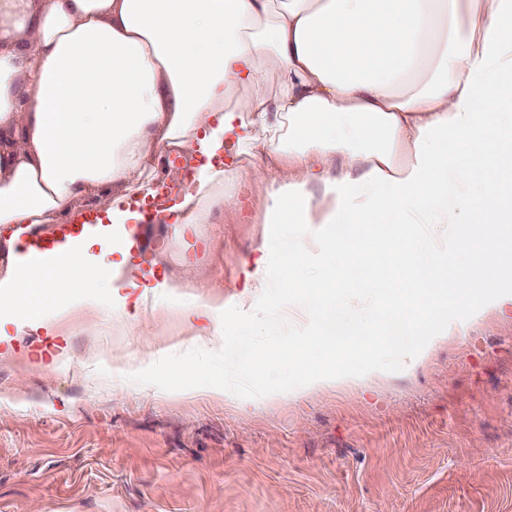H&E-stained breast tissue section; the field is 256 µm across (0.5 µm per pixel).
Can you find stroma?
Masks as SVG:
<instances>
[{
    "label": "stroma",
    "instance_id": "stroma-1",
    "mask_svg": "<svg viewBox=\"0 0 512 512\" xmlns=\"http://www.w3.org/2000/svg\"><path fill=\"white\" fill-rule=\"evenodd\" d=\"M255 208L216 214L184 242L145 225L168 278L230 300L264 242ZM234 349L268 357L249 380L271 401L215 400L224 360L178 312L122 313L101 295L58 336L0 335V512H512V317L490 316L372 391L290 396L286 334L226 313ZM154 361L147 375L132 363Z\"/></svg>",
    "mask_w": 512,
    "mask_h": 512
}]
</instances>
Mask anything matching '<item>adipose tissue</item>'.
<instances>
[{"label": "adipose tissue", "instance_id": "1", "mask_svg": "<svg viewBox=\"0 0 512 512\" xmlns=\"http://www.w3.org/2000/svg\"><path fill=\"white\" fill-rule=\"evenodd\" d=\"M506 170L512 0H0V226L40 235L81 223L78 200L106 190L97 221L118 237L34 274L21 273L15 237L1 238V336H52L93 312V279L125 307L170 288L132 261L144 217L129 202L155 195L157 176L187 184L153 215L184 233L239 211L225 183L254 182L288 273L275 275L260 248L238 318L293 335L298 393L382 382L378 345L407 371L484 316L512 315ZM382 214L401 230L380 241ZM353 253L403 263L410 300L383 305L382 283L364 272L336 298L305 288V269ZM459 255L474 261L456 269ZM271 288L287 289V306L266 304ZM183 314L202 346L223 352V304ZM329 345V361L309 366Z\"/></svg>", "mask_w": 512, "mask_h": 512}]
</instances>
